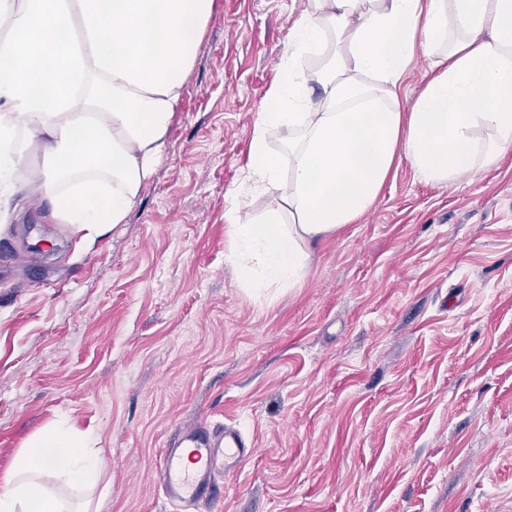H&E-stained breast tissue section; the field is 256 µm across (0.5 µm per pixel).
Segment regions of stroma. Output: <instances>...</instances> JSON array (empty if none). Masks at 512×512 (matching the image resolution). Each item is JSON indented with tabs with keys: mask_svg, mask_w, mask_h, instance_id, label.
<instances>
[{
	"mask_svg": "<svg viewBox=\"0 0 512 512\" xmlns=\"http://www.w3.org/2000/svg\"><path fill=\"white\" fill-rule=\"evenodd\" d=\"M307 0H215L166 158L88 246L20 192L0 223V478L57 421L106 464L77 512H169L182 419L257 451L195 512H512V152L453 184L400 161L358 223L259 298L224 213ZM39 260H30L32 250Z\"/></svg>",
	"mask_w": 512,
	"mask_h": 512,
	"instance_id": "stroma-1",
	"label": "stroma"
}]
</instances>
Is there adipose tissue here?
Returning a JSON list of instances; mask_svg holds the SVG:
<instances>
[{
    "mask_svg": "<svg viewBox=\"0 0 512 512\" xmlns=\"http://www.w3.org/2000/svg\"><path fill=\"white\" fill-rule=\"evenodd\" d=\"M214 6L0 0V203L23 170L82 242L125 223L166 157ZM418 50L433 74L406 112L399 90ZM279 71L243 171L274 205L256 216L237 197L226 214L227 260L254 295L299 285L307 245L356 223L397 160L440 184L512 152V0H309ZM48 448L74 486L103 466L56 424L0 483V512H68L32 478Z\"/></svg>",
    "mask_w": 512,
    "mask_h": 512,
    "instance_id": "ef3b65f1",
    "label": "adipose tissue"
}]
</instances>
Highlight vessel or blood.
I'll use <instances>...</instances> for the list:
<instances>
[{
	"instance_id": "vessel-or-blood-1",
	"label": "vessel or blood",
	"mask_w": 512,
	"mask_h": 512,
	"mask_svg": "<svg viewBox=\"0 0 512 512\" xmlns=\"http://www.w3.org/2000/svg\"><path fill=\"white\" fill-rule=\"evenodd\" d=\"M175 435L154 466L162 494L175 512H193L197 503L210 500L217 474L238 472L255 451L253 439L231 426L217 430L184 420L176 424Z\"/></svg>"
}]
</instances>
